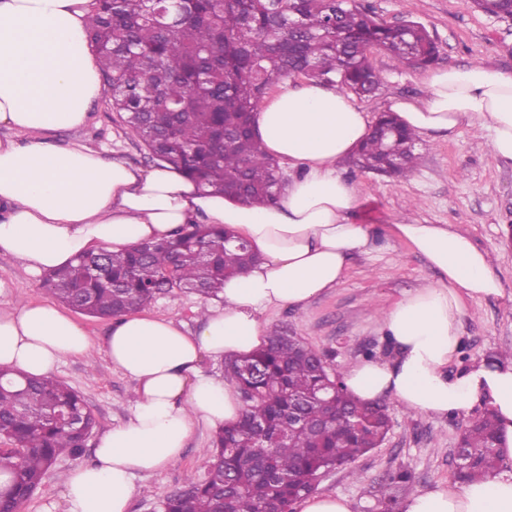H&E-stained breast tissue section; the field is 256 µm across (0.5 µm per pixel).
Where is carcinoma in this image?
I'll return each instance as SVG.
<instances>
[{"label": "carcinoma", "instance_id": "carcinoma-1", "mask_svg": "<svg viewBox=\"0 0 512 512\" xmlns=\"http://www.w3.org/2000/svg\"><path fill=\"white\" fill-rule=\"evenodd\" d=\"M475 9L506 14L505 0H472ZM87 36L102 81L122 123L152 158L170 162L205 187L263 207L276 202L279 163L266 155L254 114L268 86L305 75L366 96L382 78L369 63L374 48L409 68L437 61L427 29L415 21L384 23L350 0H94ZM205 75L208 87L196 88ZM417 136L391 115L381 116L348 164L409 176L420 156ZM255 260L250 245L217 224H186L164 241L130 251L100 250L44 276L57 301L90 317L135 313L175 289L205 299L224 279ZM244 404L241 418L215 432L209 477L186 480L160 502V512H287L310 494L319 475L344 466L383 441L387 406L361 403L347 390L312 399L333 380L324 356L284 327L252 356L225 365ZM96 426L80 394L53 376L23 387L0 370V512H20L61 457L78 458ZM498 425L485 409L460 443L468 457L457 473L474 481L494 472ZM382 485L379 503L395 502Z\"/></svg>", "mask_w": 512, "mask_h": 512}]
</instances>
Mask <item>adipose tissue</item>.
I'll list each match as a JSON object with an SVG mask.
<instances>
[{"label":"adipose tissue","instance_id":"ef3b65f1","mask_svg":"<svg viewBox=\"0 0 512 512\" xmlns=\"http://www.w3.org/2000/svg\"><path fill=\"white\" fill-rule=\"evenodd\" d=\"M91 0H0V253L31 276L89 250L119 252L170 237L183 224H222L247 239L260 263L228 278L195 332L174 320L131 314L113 320L105 353L135 383L129 420L105 430L90 463L62 481L63 512H127L136 473L177 462L197 424L235 422L242 404L233 381L204 373L215 361L252 353L270 308L300 307L346 278L352 256L375 252L369 225L356 221L360 189L337 167L362 143L371 116L336 85L285 80L263 99L256 125L264 152L298 174L280 200L253 208L200 190L175 165L151 169L104 159L53 134L82 127L102 93L85 38ZM424 98L391 104L421 136L454 132L477 118L493 153L512 161V74L485 62L430 71ZM438 280L380 311L392 361L366 359L342 380L357 399H392L430 416L497 413L501 466L494 474L409 495L400 512H512V361L449 371L460 348L466 300L498 296L488 252L449 224L410 220L394 227ZM92 349L83 325L50 303L0 308V368L55 371Z\"/></svg>","mask_w":512,"mask_h":512}]
</instances>
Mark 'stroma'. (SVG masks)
Segmentation results:
<instances>
[{
	"label": "stroma",
	"mask_w": 512,
	"mask_h": 512,
	"mask_svg": "<svg viewBox=\"0 0 512 512\" xmlns=\"http://www.w3.org/2000/svg\"><path fill=\"white\" fill-rule=\"evenodd\" d=\"M373 8L380 21L404 19L423 24L439 48L442 67L486 61L512 73V19L483 14L471 0H358ZM369 62L383 78L373 95L357 103L371 116L388 111L395 99L417 100L424 95L423 70L403 67L388 52L374 50ZM59 143H84L103 158L120 159L143 169L153 162L141 143L113 112L108 95L90 106L89 120L76 130L54 134ZM420 162L408 177L389 178L340 164L344 177L357 182L362 202L358 221L384 239L382 250L352 259L347 278L337 288L300 308L262 312L268 326H285L308 346L324 354L336 369L364 358L386 361L394 348L378 320L377 311L408 290L435 282L426 259L398 238L393 226L405 213L425 224H453L473 243L492 255L500 296L471 299L461 325L463 344L453 369L481 362L486 356L512 350V163L491 151L488 136L477 121L455 133L422 137ZM0 280L7 289L0 303L47 302L51 296L22 265L0 254ZM200 296L179 290L158 298L146 314L175 319L186 330L197 328ZM94 345L89 356H68L55 375L78 391L97 419L98 430L125 423L134 402V382L112 368L103 345L112 322L75 313ZM392 427L376 448L346 467L325 475L317 491L347 497L353 512H381L378 490L389 475L407 472L410 479L396 490L398 498L456 483L453 451L469 419L427 416L390 404ZM212 429L196 426L180 461L156 472L136 474V492L128 512H159V502L182 488L186 478L205 480L211 462Z\"/></svg>",
	"instance_id": "stroma-1"
}]
</instances>
